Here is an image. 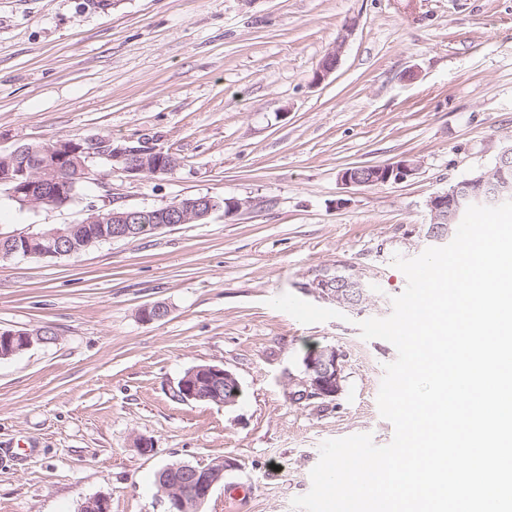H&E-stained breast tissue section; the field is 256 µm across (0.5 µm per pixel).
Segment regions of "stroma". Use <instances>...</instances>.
Listing matches in <instances>:
<instances>
[{
  "label": "stroma",
  "instance_id": "35a3bbf8",
  "mask_svg": "<svg viewBox=\"0 0 512 512\" xmlns=\"http://www.w3.org/2000/svg\"><path fill=\"white\" fill-rule=\"evenodd\" d=\"M103 136L181 163L133 179L92 163L64 207L0 185V236L94 206H249L0 260V328L57 336L0 359V512H80L98 495L110 512H165L162 469L222 457L234 467L199 512H294L324 441L393 437L377 395L397 351L358 324L405 289L394 257L429 248L427 200L512 146V0H0V150ZM402 160L418 166L403 183L339 179ZM350 273L372 290L362 311L309 291ZM155 302L168 317L142 322ZM329 345L345 355L341 394L295 402L304 356ZM206 364L236 375L234 406L174 399Z\"/></svg>",
  "mask_w": 512,
  "mask_h": 512
}]
</instances>
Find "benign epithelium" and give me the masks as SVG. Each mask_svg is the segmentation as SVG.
<instances>
[{"label": "benign epithelium", "mask_w": 512, "mask_h": 512, "mask_svg": "<svg viewBox=\"0 0 512 512\" xmlns=\"http://www.w3.org/2000/svg\"><path fill=\"white\" fill-rule=\"evenodd\" d=\"M339 60V51L327 54L315 72V81L319 83L333 73ZM90 161H103L113 172L128 178L170 170L178 165L172 153L144 142L116 144L102 137L78 141L61 139L47 145L0 151V184L9 186L11 196L31 208H39L47 201L54 206L64 205L69 184L87 177ZM511 161L512 147L501 153L496 167L481 170L452 189L431 196L427 201L430 214L428 240L442 242L448 239L451 227L459 224L468 206L492 203L512 193V180L505 172ZM416 172V164L406 160L395 164L351 166L340 173V181L348 186L401 183ZM221 205L210 196L178 199L155 209L157 224L154 231L198 223L219 210ZM138 217L139 212L134 207H93L79 224H67L63 228L55 226L30 235L0 237V260L17 255L73 256L81 251V247L96 240L136 238L140 235ZM86 224L98 225V234L77 239V232ZM312 293L348 310H358L371 299L370 288L353 275L318 278L312 283ZM168 315V308L161 303L147 305L139 313L146 323L163 320ZM2 341L6 349H0V359L17 355L36 344L49 343L53 338L44 329H0ZM344 381L343 352L334 346L315 349L303 360L298 399L331 401L342 391ZM175 392L183 402L208 401L230 407L237 403L241 386L232 372L222 365L212 364L187 370L178 380ZM230 466L227 459L219 458L206 467L189 463L168 467L159 486L167 503L166 512H190L204 504Z\"/></svg>", "instance_id": "7a95c632"}]
</instances>
